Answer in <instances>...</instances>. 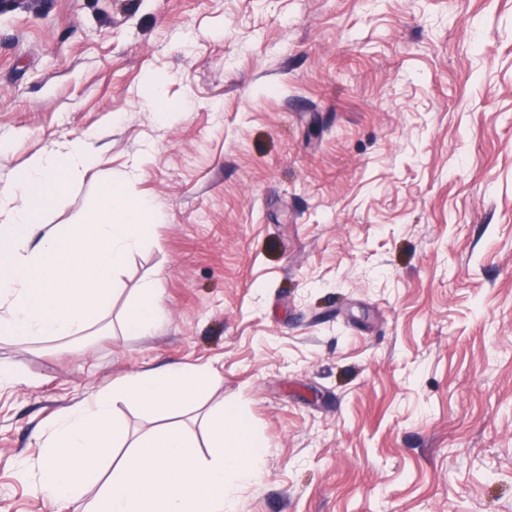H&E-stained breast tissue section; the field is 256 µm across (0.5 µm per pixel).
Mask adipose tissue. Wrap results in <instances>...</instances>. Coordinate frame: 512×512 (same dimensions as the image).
I'll return each instance as SVG.
<instances>
[{
	"label": "adipose tissue",
	"instance_id": "1",
	"mask_svg": "<svg viewBox=\"0 0 512 512\" xmlns=\"http://www.w3.org/2000/svg\"><path fill=\"white\" fill-rule=\"evenodd\" d=\"M100 162L91 137L68 140L33 155L11 191L0 193L1 342L58 339L98 325L112 305L115 273L147 245L146 221L156 210L129 179L106 181L68 224L39 223ZM162 295L155 280L139 288L124 331L149 335ZM220 380L209 366L174 363L113 380L69 407L42 434L39 493L84 501V512H237L263 465V442L244 406L229 402L204 414L205 455L175 418ZM121 402L152 415L154 426L131 437L114 414Z\"/></svg>",
	"mask_w": 512,
	"mask_h": 512
}]
</instances>
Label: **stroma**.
I'll list each match as a JSON object with an SVG mask.
<instances>
[{
	"mask_svg": "<svg viewBox=\"0 0 512 512\" xmlns=\"http://www.w3.org/2000/svg\"><path fill=\"white\" fill-rule=\"evenodd\" d=\"M90 132L43 222L109 178L159 216L103 322L0 342V512H80L35 492L45 423L172 363L265 443L238 512H512V0H9L0 188ZM162 295L158 280L147 282L139 288L135 302L122 317L124 331L134 336L149 335L161 315Z\"/></svg>",
	"mask_w": 512,
	"mask_h": 512,
	"instance_id": "1",
	"label": "stroma"
}]
</instances>
